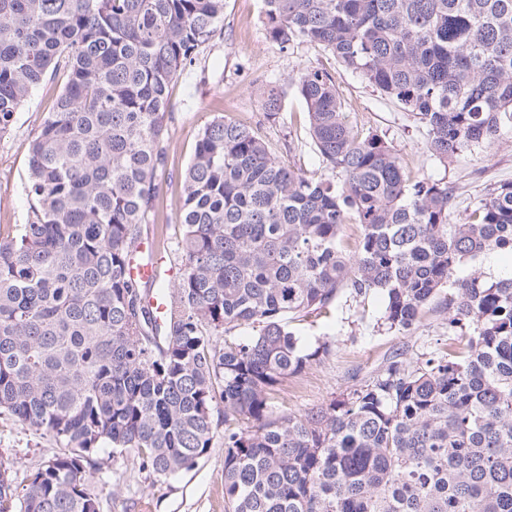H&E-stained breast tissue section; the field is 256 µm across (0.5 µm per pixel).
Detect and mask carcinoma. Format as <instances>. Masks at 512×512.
<instances>
[{"label": "carcinoma", "mask_w": 512, "mask_h": 512, "mask_svg": "<svg viewBox=\"0 0 512 512\" xmlns=\"http://www.w3.org/2000/svg\"><path fill=\"white\" fill-rule=\"evenodd\" d=\"M282 49L320 46L425 128L441 162L512 125V0H264ZM224 21V0H0V138L32 91L64 84L29 145L26 222L0 233V414L57 445L17 480L0 456V512H100L101 466L159 481L224 440V512H512V183L463 224L448 183L413 180L348 121L336 83L295 79L324 173L281 164L219 117L184 174L173 289L129 273L159 196L170 86ZM283 91L265 92L276 117ZM360 226L356 250L340 235ZM469 266L470 272L457 276ZM341 285L386 294L408 330L438 296L448 352L401 355L346 400L276 413L303 350L290 316ZM171 295L159 326L145 297ZM251 326L246 339L218 340ZM481 263L483 271L492 279L512 273V255L509 253L491 254Z\"/></svg>", "instance_id": "cac0c4a2"}]
</instances>
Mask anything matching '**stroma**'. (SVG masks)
<instances>
[{
    "mask_svg": "<svg viewBox=\"0 0 512 512\" xmlns=\"http://www.w3.org/2000/svg\"><path fill=\"white\" fill-rule=\"evenodd\" d=\"M263 11V0H224L221 30L171 85L156 218L143 227L150 236L167 238L166 256L171 263H182L177 243L183 176L199 134L217 116L250 126L283 164L322 173L308 134L306 106L294 89L295 78L306 69H322L333 76L350 124L359 132L373 130L384 136L408 163L411 178L429 177L454 187L450 223L464 222L494 188L512 182L511 128H503L492 144L467 147L449 162H439L427 148L425 129L409 111L343 68L321 47L297 41L283 50L271 43ZM272 81L285 90L282 110L273 120L262 108L263 90ZM59 87V81L51 80L36 88L17 113L11 133L0 139L1 231L26 219L28 147ZM385 308L384 294L358 295L342 286L328 313H312L291 322L303 349L328 340L333 352L283 384L274 401L276 411L299 414L346 398L382 371L393 355H402L412 368L447 351L448 311L441 301L432 302L421 322L409 331L389 327ZM56 450L52 440L0 415V453L15 458L19 472L39 467ZM93 489L101 512H224V449L212 448L192 470L164 482L118 459L99 472Z\"/></svg>",
    "mask_w": 512,
    "mask_h": 512,
    "instance_id": "stroma-1",
    "label": "stroma"
}]
</instances>
